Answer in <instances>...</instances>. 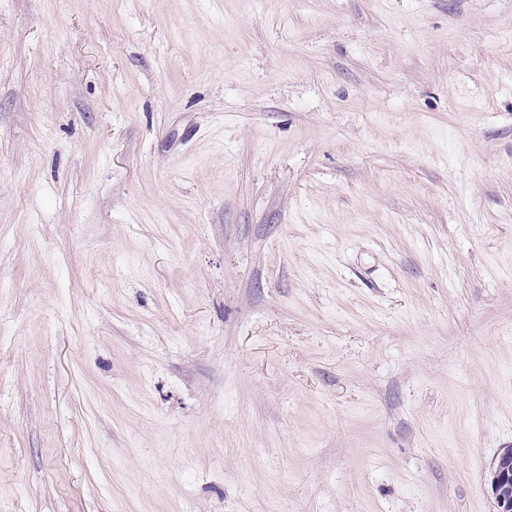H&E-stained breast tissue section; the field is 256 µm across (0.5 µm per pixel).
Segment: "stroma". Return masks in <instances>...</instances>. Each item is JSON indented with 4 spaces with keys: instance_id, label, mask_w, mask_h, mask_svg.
<instances>
[{
    "instance_id": "35a3bbf8",
    "label": "stroma",
    "mask_w": 512,
    "mask_h": 512,
    "mask_svg": "<svg viewBox=\"0 0 512 512\" xmlns=\"http://www.w3.org/2000/svg\"><path fill=\"white\" fill-rule=\"evenodd\" d=\"M512 0H0V512H494Z\"/></svg>"
}]
</instances>
